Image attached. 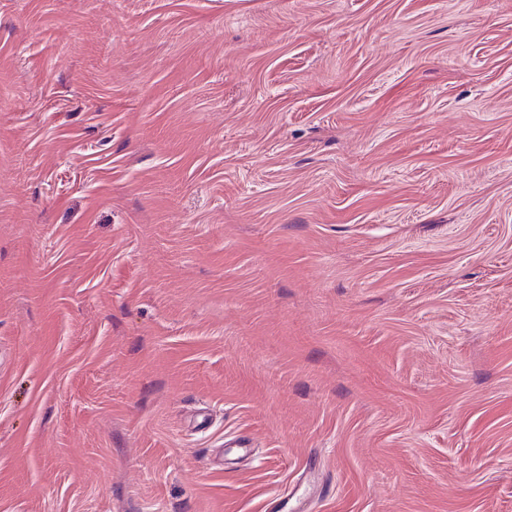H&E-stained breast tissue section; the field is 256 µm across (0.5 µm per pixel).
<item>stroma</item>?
I'll use <instances>...</instances> for the list:
<instances>
[{
  "label": "stroma",
  "instance_id": "stroma-1",
  "mask_svg": "<svg viewBox=\"0 0 512 512\" xmlns=\"http://www.w3.org/2000/svg\"><path fill=\"white\" fill-rule=\"evenodd\" d=\"M0 512H512V0H0Z\"/></svg>",
  "mask_w": 512,
  "mask_h": 512
}]
</instances>
